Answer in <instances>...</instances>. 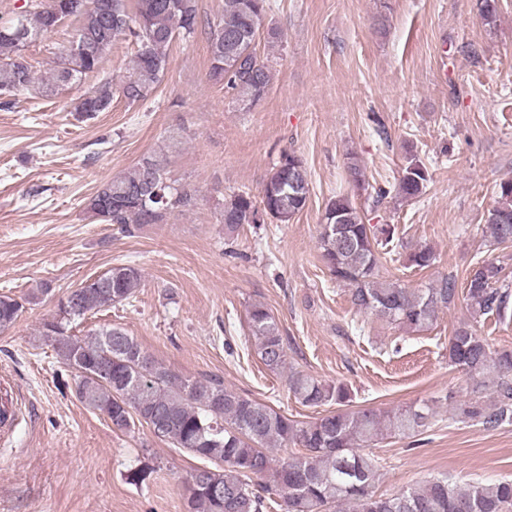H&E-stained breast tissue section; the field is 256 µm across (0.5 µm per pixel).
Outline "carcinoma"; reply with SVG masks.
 Listing matches in <instances>:
<instances>
[{"label":"carcinoma","mask_w":512,"mask_h":512,"mask_svg":"<svg viewBox=\"0 0 512 512\" xmlns=\"http://www.w3.org/2000/svg\"><path fill=\"white\" fill-rule=\"evenodd\" d=\"M21 15L28 38L11 36L10 21L0 22V99L40 90L50 84L79 82L99 70L104 56L84 50L81 42L102 41L112 46L131 37L136 51L126 76L116 84L109 78L95 83L75 111L91 118L112 109L116 94L128 102L145 99L162 81L173 43L194 37L202 27L196 0H95L81 10L82 0H58L62 16L77 26L49 78L36 76L23 51L32 41L57 30V20L45 9L48 0H30ZM268 0H224V13L209 26V79L233 92L242 111L255 107L273 82L271 68L256 50ZM431 179L415 154L409 155L396 184L406 200L420 197ZM497 205L488 230L496 244L512 242V179L498 184ZM310 195L309 174L301 157L283 153L272 167L260 193L241 191L224 199V228L234 233L267 218L289 223ZM196 191L172 181L164 159H142L125 174L105 183L89 199V209L103 224H117L133 234L147 224H165L176 212L196 205ZM395 227L367 224L350 196L340 194L325 207L319 237L321 260L330 275L348 287L352 304L391 324L420 330L433 325L439 312L465 295L474 318L512 317V286L502 266L478 257L459 289L448 275L422 288H407L380 274L382 256L389 254ZM433 250L416 245L408 265L431 267ZM142 287L141 272L119 264L65 294L75 296L72 313L63 315L56 304L41 335L55 342L62 364L76 372L75 393L88 409L108 417L114 429L129 431L150 424L148 416L163 417L159 439L211 463L209 473L193 470L187 480L188 512H264L274 502L281 512H512V480L501 479L466 487L446 475L394 494L374 491L376 461L362 449L387 436L410 437L429 427L431 406L401 407L386 412L375 408L348 410V387L317 379L289 368L288 390L303 405H338L310 421H297L274 408L224 387L217 378L183 377L164 367L137 340L119 327H100L79 338L69 327L88 314L128 303ZM52 291L42 284L19 299L0 294V329L13 325L23 302ZM255 350L272 372L286 368L288 346L273 315L261 303L247 309ZM112 337L108 342L105 337ZM448 363L464 370L470 398L453 409L451 418L485 430L512 425V349L493 348L472 325L462 323L448 341ZM306 450L299 456L279 457L278 447Z\"/></svg>","instance_id":"obj_1"}]
</instances>
